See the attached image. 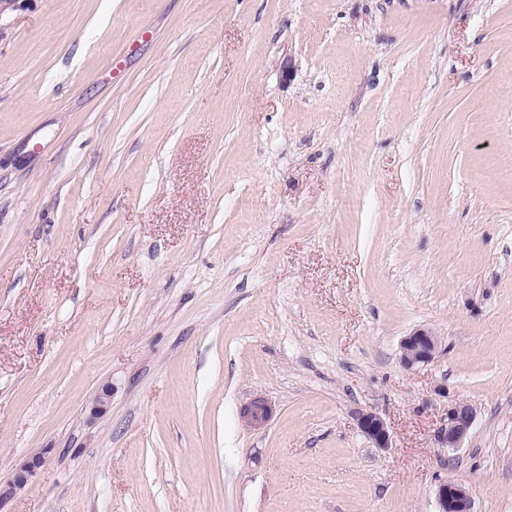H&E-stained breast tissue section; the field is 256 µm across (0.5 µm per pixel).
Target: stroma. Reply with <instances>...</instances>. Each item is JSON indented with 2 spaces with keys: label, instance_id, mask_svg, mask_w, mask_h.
<instances>
[{
  "label": "stroma",
  "instance_id": "35a3bbf8",
  "mask_svg": "<svg viewBox=\"0 0 512 512\" xmlns=\"http://www.w3.org/2000/svg\"><path fill=\"white\" fill-rule=\"evenodd\" d=\"M41 449L8 512H512V0L1 14L0 477ZM439 347L438 335L429 328L417 329L401 342V361L407 368L430 362ZM476 417L474 407L464 400H456L448 407L447 422L438 431L443 447L456 451L461 448ZM355 420L363 435L374 448L385 450L391 448L392 440L386 421L373 411H356ZM436 512H472L473 502L469 490L459 482H441L436 494Z\"/></svg>",
  "mask_w": 512,
  "mask_h": 512
}]
</instances>
